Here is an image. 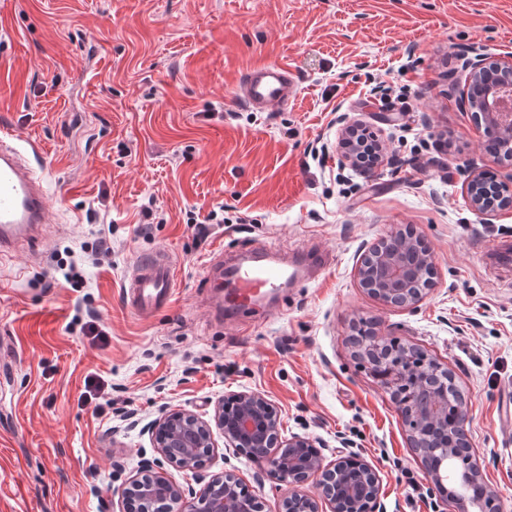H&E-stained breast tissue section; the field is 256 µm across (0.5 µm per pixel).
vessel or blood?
<instances>
[{
    "instance_id": "b4317fda",
    "label": "vessel or blood",
    "mask_w": 512,
    "mask_h": 512,
    "mask_svg": "<svg viewBox=\"0 0 512 512\" xmlns=\"http://www.w3.org/2000/svg\"><path fill=\"white\" fill-rule=\"evenodd\" d=\"M298 84L287 64L262 62L246 68L237 90L245 105L265 112L286 107ZM48 221V204L42 182L34 176L23 151L0 139V259L16 247L33 243L36 232ZM484 255L501 272H512V241L496 238L483 246ZM301 254L283 257L271 254L248 263L228 264L223 250L211 254L208 279L215 317L225 309H242L281 289L301 285ZM175 269L162 253L145 254L124 284L127 307L137 316L149 318L167 308L174 295Z\"/></svg>"
}]
</instances>
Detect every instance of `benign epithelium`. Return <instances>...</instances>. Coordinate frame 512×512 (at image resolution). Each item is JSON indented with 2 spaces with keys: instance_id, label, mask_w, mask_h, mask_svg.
<instances>
[{
  "instance_id": "obj_1",
  "label": "benign epithelium",
  "mask_w": 512,
  "mask_h": 512,
  "mask_svg": "<svg viewBox=\"0 0 512 512\" xmlns=\"http://www.w3.org/2000/svg\"><path fill=\"white\" fill-rule=\"evenodd\" d=\"M469 82L479 81L494 67L504 84L512 81V66L491 64L472 51L460 55ZM486 87L484 98L466 94L459 103L475 114L477 121L495 132L500 151L512 154V113L495 111V89ZM349 127L338 134L344 160L355 165L357 147L348 136ZM483 173L468 175L466 190L470 207L483 216L494 215L501 205L482 189ZM363 255L357 278L361 286L385 305L413 307L426 297L424 289L409 284L412 270L432 263L430 251H422L415 237L394 232ZM399 350L398 361L389 364L377 385L387 396L404 392L413 378L417 402L399 412L408 447L422 460L428 481L440 501L448 502L443 483L448 468L462 489L460 503L472 512H501L498 498L488 493L479 464L468 454L466 426L470 422L467 399L448 412V384L440 374L443 366L430 368L413 361L415 344L403 343L379 333L370 335L352 350L354 358L370 363L388 345ZM224 438V447L252 461L265 464L266 478L286 492L278 512H378L381 483L377 471L361 455L346 453L326 461L322 443L300 434L285 435L278 407L256 391L232 392L221 398L210 417L189 410L162 414L149 427L153 447L175 471L190 476L196 486H184L158 464L144 460L118 500V512H265L266 504L232 472L212 473L208 463L216 448L214 432Z\"/></svg>"
}]
</instances>
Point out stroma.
<instances>
[{
    "label": "stroma",
    "instance_id": "stroma-1",
    "mask_svg": "<svg viewBox=\"0 0 512 512\" xmlns=\"http://www.w3.org/2000/svg\"><path fill=\"white\" fill-rule=\"evenodd\" d=\"M467 48L512 61V0H0V127L39 162L50 214L36 244L0 261V512H112L113 493L157 457L155 418L205 415L242 390L278 406L285 434L319 438L325 460L365 457L380 512H461L434 497L394 405L357 368L348 338L361 317L455 373L484 480L512 512V285L480 249L512 237V207L487 218L465 192L470 171L512 167L448 95L452 78L467 89ZM266 61L298 81L278 112L235 98L240 73ZM407 94L418 102L405 117ZM344 122L384 145L375 177L343 161ZM219 208L225 223L198 238L195 223ZM407 226L433 253L435 285L416 308H391L356 267ZM106 229L112 257L100 260L89 246ZM217 247L314 249L331 265L284 290L277 313L219 323L203 275ZM153 250L173 254L176 293L142 319L122 288ZM67 251L82 287L58 271ZM88 305L105 335L81 332ZM90 379L111 405L87 398ZM212 469L276 512L262 464L219 447Z\"/></svg>",
    "mask_w": 512,
    "mask_h": 512
}]
</instances>
